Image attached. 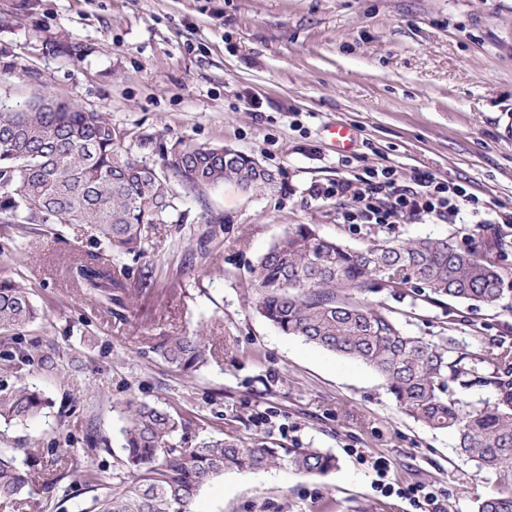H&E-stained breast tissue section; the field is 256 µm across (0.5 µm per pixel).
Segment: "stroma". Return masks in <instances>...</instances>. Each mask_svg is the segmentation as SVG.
I'll list each match as a JSON object with an SVG mask.
<instances>
[{
  "instance_id": "1",
  "label": "stroma",
  "mask_w": 512,
  "mask_h": 512,
  "mask_svg": "<svg viewBox=\"0 0 512 512\" xmlns=\"http://www.w3.org/2000/svg\"><path fill=\"white\" fill-rule=\"evenodd\" d=\"M79 49L72 58L70 49ZM0 103L45 95L106 115L146 137L136 156L161 164L178 140L228 145L273 170L277 190L227 182L182 194L181 219L147 236L131 278L153 270L118 322L62 273L91 248L87 226L0 224V277L29 288L39 318L1 334L51 352L58 370L0 362V384L26 383L52 401L0 432L36 486L23 512H81L82 482L57 469L122 478L125 422L135 398L190 421L189 443L224 437L250 446H312L336 467L309 478L272 467L228 473L192 512H416L401 492L425 487L446 512H475L511 489L458 453L457 437L400 412L382 378L353 358L286 336L256 308L253 270L296 224L353 249L379 240L447 238L491 258L503 294L493 307L433 302L417 288L356 298L428 340L512 344V0H0ZM355 132L345 152L327 128ZM394 167L401 185L453 180L483 200L448 218L351 224L344 197L316 188ZM203 335L208 362L174 370L159 345ZM386 462L394 494L376 487Z\"/></svg>"
}]
</instances>
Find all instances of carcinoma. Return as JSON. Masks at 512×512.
Segmentation results:
<instances>
[{
    "label": "carcinoma",
    "instance_id": "obj_1",
    "mask_svg": "<svg viewBox=\"0 0 512 512\" xmlns=\"http://www.w3.org/2000/svg\"><path fill=\"white\" fill-rule=\"evenodd\" d=\"M132 141L103 113L63 99L41 97L21 109L0 104V224L89 225L95 245L81 251L68 272L109 310L130 293L128 268L112 263V256L143 255L147 229L171 224L180 214L171 178L189 193L224 182L257 193L276 183L257 159L224 145L178 141L163 152L158 169L133 156ZM254 278L259 313L280 332L369 366L401 412L434 430L454 432L460 454L509 479L512 346L463 352L451 336L427 341L352 297L376 281L392 289L414 283L437 297L491 307L502 295L495 262L444 238L354 250L319 235L312 224H297L262 255ZM37 318L29 289L0 278V331H19ZM3 357L15 370L34 363L47 373L58 368L52 354L20 346ZM164 357L183 372L208 362L199 336L174 338ZM451 383L490 386L496 398L468 405L448 397ZM49 404L26 385L0 387V422H26ZM125 409L124 481L108 489L84 471L81 478L93 496L81 512H191L198 493L226 472L275 466L319 477L336 467L321 448H243L217 437L189 446L175 441L188 428L186 420L134 398ZM31 484L15 449L0 448V499L18 500ZM476 512H512V492L479 501Z\"/></svg>",
    "mask_w": 512,
    "mask_h": 512
}]
</instances>
